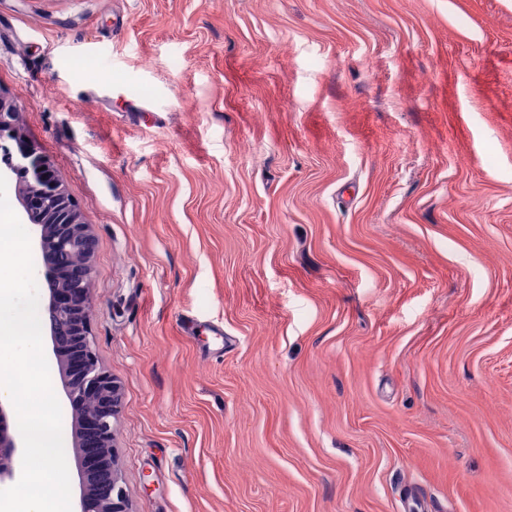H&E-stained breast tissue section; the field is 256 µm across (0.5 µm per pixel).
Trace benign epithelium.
<instances>
[{
  "label": "benign epithelium",
  "instance_id": "1",
  "mask_svg": "<svg viewBox=\"0 0 512 512\" xmlns=\"http://www.w3.org/2000/svg\"><path fill=\"white\" fill-rule=\"evenodd\" d=\"M0 162L28 223L37 227L46 266L42 289L52 352L68 371L63 390L73 403L78 447L87 465V488L78 512H131L118 466L114 435L122 409L121 387L100 362L91 334L95 312L92 261L98 241L42 152L27 140L20 108L0 96ZM21 439L11 430L10 411L0 402V485L21 476Z\"/></svg>",
  "mask_w": 512,
  "mask_h": 512
}]
</instances>
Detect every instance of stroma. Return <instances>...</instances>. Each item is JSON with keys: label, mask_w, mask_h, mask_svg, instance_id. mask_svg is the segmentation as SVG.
Returning a JSON list of instances; mask_svg holds the SVG:
<instances>
[{"label": "stroma", "mask_w": 512, "mask_h": 512, "mask_svg": "<svg viewBox=\"0 0 512 512\" xmlns=\"http://www.w3.org/2000/svg\"><path fill=\"white\" fill-rule=\"evenodd\" d=\"M0 95L132 512H512V0H0ZM20 112L0 95V158L5 166L0 175L6 181L17 177L15 190L26 218L39 232L46 266L41 290L48 292L45 313L52 352L68 371L62 378L63 390L74 405L78 447L83 448L87 465V488L78 512H131L114 450L121 387L100 362L90 327L95 312L92 261L98 241L47 158L25 138ZM74 251L81 260L68 266L64 260ZM95 473L106 476L98 491L92 484Z\"/></svg>", "instance_id": "stroma-1"}]
</instances>
